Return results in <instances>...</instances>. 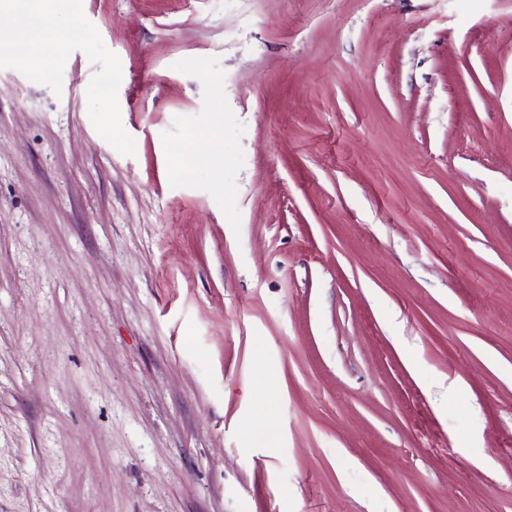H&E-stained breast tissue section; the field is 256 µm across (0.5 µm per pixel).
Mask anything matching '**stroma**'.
<instances>
[{
    "instance_id": "35a3bbf8",
    "label": "stroma",
    "mask_w": 512,
    "mask_h": 512,
    "mask_svg": "<svg viewBox=\"0 0 512 512\" xmlns=\"http://www.w3.org/2000/svg\"><path fill=\"white\" fill-rule=\"evenodd\" d=\"M55 21L0 50V512H512V0Z\"/></svg>"
}]
</instances>
